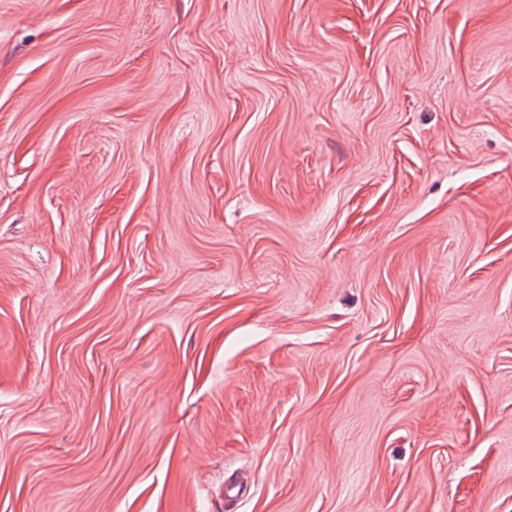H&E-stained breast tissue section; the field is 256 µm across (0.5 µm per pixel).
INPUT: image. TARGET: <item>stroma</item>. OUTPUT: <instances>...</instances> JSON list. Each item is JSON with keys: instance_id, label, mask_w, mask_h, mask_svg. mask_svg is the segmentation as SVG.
Wrapping results in <instances>:
<instances>
[{"instance_id": "obj_1", "label": "stroma", "mask_w": 512, "mask_h": 512, "mask_svg": "<svg viewBox=\"0 0 512 512\" xmlns=\"http://www.w3.org/2000/svg\"><path fill=\"white\" fill-rule=\"evenodd\" d=\"M512 512V0H0V512Z\"/></svg>"}]
</instances>
